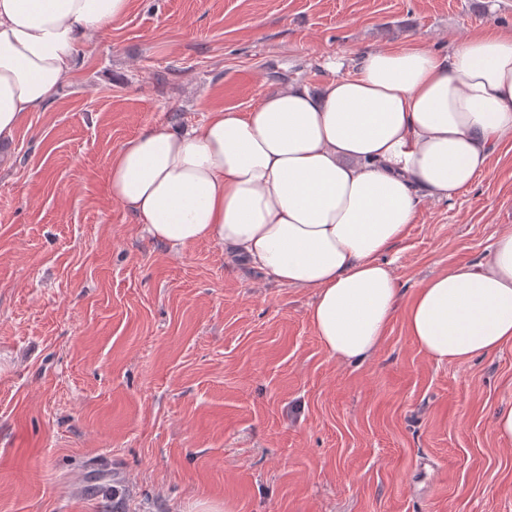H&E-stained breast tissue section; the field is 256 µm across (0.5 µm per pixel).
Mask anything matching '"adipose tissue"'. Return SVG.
I'll return each instance as SVG.
<instances>
[{"label": "adipose tissue", "mask_w": 512, "mask_h": 512, "mask_svg": "<svg viewBox=\"0 0 512 512\" xmlns=\"http://www.w3.org/2000/svg\"><path fill=\"white\" fill-rule=\"evenodd\" d=\"M131 0H0V143L67 81L90 36ZM322 91L292 83L187 131L149 127L113 154L115 201L156 241L223 244L268 278L313 292L330 357L380 348L400 288L387 255L422 200L471 186L512 131V32L437 53L411 40L328 57ZM439 363L512 346V227L481 263L446 269L406 306Z\"/></svg>", "instance_id": "obj_1"}]
</instances>
